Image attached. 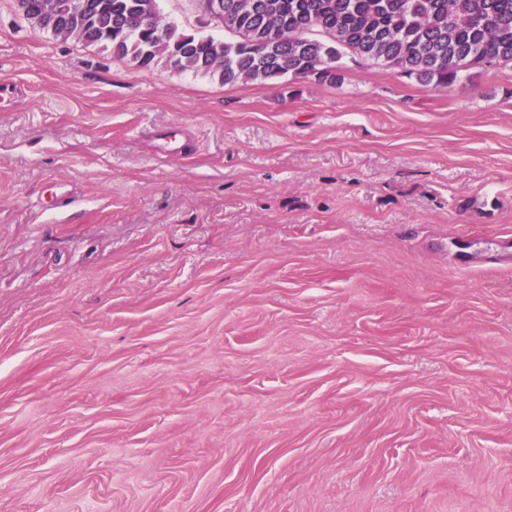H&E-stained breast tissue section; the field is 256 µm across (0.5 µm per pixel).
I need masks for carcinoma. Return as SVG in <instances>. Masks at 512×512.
Segmentation results:
<instances>
[{
  "instance_id": "carcinoma-1",
  "label": "carcinoma",
  "mask_w": 512,
  "mask_h": 512,
  "mask_svg": "<svg viewBox=\"0 0 512 512\" xmlns=\"http://www.w3.org/2000/svg\"><path fill=\"white\" fill-rule=\"evenodd\" d=\"M40 29L150 69L224 83L313 78L341 83L347 53L447 89L473 69L512 67V0H219L205 10L227 38L162 19L158 0H16Z\"/></svg>"
}]
</instances>
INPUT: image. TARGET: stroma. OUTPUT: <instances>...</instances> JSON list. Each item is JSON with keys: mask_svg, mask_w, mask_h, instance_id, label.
<instances>
[{"mask_svg": "<svg viewBox=\"0 0 512 512\" xmlns=\"http://www.w3.org/2000/svg\"><path fill=\"white\" fill-rule=\"evenodd\" d=\"M2 84L0 512H512V68L226 84L0 0Z\"/></svg>", "mask_w": 512, "mask_h": 512, "instance_id": "stroma-1", "label": "stroma"}]
</instances>
